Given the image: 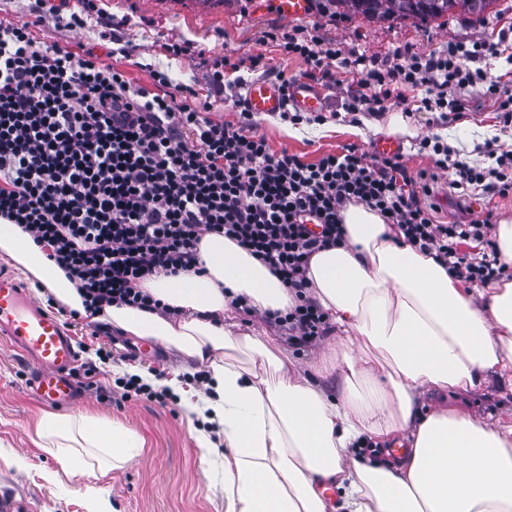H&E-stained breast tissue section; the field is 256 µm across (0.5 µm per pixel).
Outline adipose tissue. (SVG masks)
<instances>
[{"label":"adipose tissue","instance_id":"obj_1","mask_svg":"<svg viewBox=\"0 0 512 512\" xmlns=\"http://www.w3.org/2000/svg\"><path fill=\"white\" fill-rule=\"evenodd\" d=\"M343 222L345 244L313 255L307 271L339 349L310 372L238 322L235 298L262 314L288 310L295 296L221 234L201 238L197 271L143 281L176 317L112 304L96 320L208 369L214 395L189 409L224 434V512H328L330 489L344 512H512V419L446 403L512 379V280L478 288L450 276L363 205H348ZM0 255L60 307L83 311L64 270L4 220ZM36 436L65 471L96 479L144 446L88 413L43 414ZM368 443L404 451L372 464L352 453Z\"/></svg>","mask_w":512,"mask_h":512}]
</instances>
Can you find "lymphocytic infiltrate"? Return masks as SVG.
Returning a JSON list of instances; mask_svg holds the SVG:
<instances>
[{"mask_svg":"<svg viewBox=\"0 0 512 512\" xmlns=\"http://www.w3.org/2000/svg\"><path fill=\"white\" fill-rule=\"evenodd\" d=\"M500 51L484 38L428 55L404 51L402 61L361 77L369 93L349 109L385 110L400 86L420 85L424 109L463 112L456 88L481 83L511 124L512 85L468 66ZM211 108L132 89L92 54L40 45L30 22L0 23V218L55 260L87 313L113 303L161 311L140 282L195 269L202 236L218 233L294 292L296 304L268 320L312 341L325 332L326 315L308 297V263L345 244L351 204L436 253L456 278L486 284L501 275L498 259L460 251L463 241L487 242L494 212L475 224L434 223L407 191L399 156L369 163L351 151L307 164L272 153L250 117L215 121ZM488 156L494 167L461 166L455 188L512 193V149Z\"/></svg>","mask_w":512,"mask_h":512,"instance_id":"f902f5d3","label":"lymphocytic infiltrate"}]
</instances>
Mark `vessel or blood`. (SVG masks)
<instances>
[{
    "label": "vessel or blood",
    "mask_w": 512,
    "mask_h": 512,
    "mask_svg": "<svg viewBox=\"0 0 512 512\" xmlns=\"http://www.w3.org/2000/svg\"><path fill=\"white\" fill-rule=\"evenodd\" d=\"M245 109L259 115H274L287 109L319 112L325 107L321 88L296 81L289 90L278 82L256 78L243 87ZM0 336L30 358L35 369L29 385L40 404L65 409L78 400L73 374L79 363L76 338L60 320L42 309L13 276L0 272ZM33 497L0 489V512H35Z\"/></svg>",
    "instance_id": "1"
}]
</instances>
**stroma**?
I'll return each mask as SVG.
<instances>
[{"label":"stroma","mask_w":512,"mask_h":512,"mask_svg":"<svg viewBox=\"0 0 512 512\" xmlns=\"http://www.w3.org/2000/svg\"><path fill=\"white\" fill-rule=\"evenodd\" d=\"M99 13L80 28L67 27L65 19L40 0H0V21L33 22L38 41L57 43L74 51L90 50L105 56L122 71L134 88L156 92L154 71L168 73L174 85L194 93L196 100H210L216 121L238 122L243 84L254 78H308L305 61L284 53L288 36L316 43L319 48H345L381 65L395 50L429 54L449 43H468L480 37L512 46V0H495L490 14L478 21L465 13L447 22L412 19L368 21L348 10L314 0L311 14L289 19L275 9L256 10L253 0H99ZM173 43L185 45L184 56L170 54ZM231 54L241 60L238 70L227 72L223 88L205 79L213 61ZM329 79L320 83L327 96L325 120L320 124L293 125L281 116L257 115L253 122L274 153L288 152L307 163L328 153L357 149L366 160L377 155L381 131L396 126L403 149L402 163L419 201L430 209L436 223L472 224L494 211L498 221H512V194L490 195L476 189L460 194L450 182L453 170L439 168L419 150L428 136L447 143L455 160L489 166L486 144L491 139L512 145V126L504 125L482 85L461 87L468 108L444 114L422 109L424 88H402L399 103L385 111H348L352 98L362 93L356 74L346 72L340 60L329 61ZM239 321L265 329L280 345L283 355L301 368H309L333 347L332 332L310 343L292 339L288 328L241 309ZM183 357L160 345H142L125 337L108 362L99 364L93 376H75L80 399L76 412L108 418L136 431L145 440L142 454L122 469L98 482L67 476L56 458L34 442L42 406L31 394L27 378L32 363L0 338V485L12 484L37 493L41 512H90V495H104L110 512H224V469L221 463L200 462L198 438L208 434L211 443L223 447L217 430H205L179 399L166 403L126 399L115 381L122 368L136 365L157 378L171 377L184 366ZM455 405L479 417L512 418V384L494 380L459 395Z\"/></svg>","instance_id":"stroma-1"}]
</instances>
